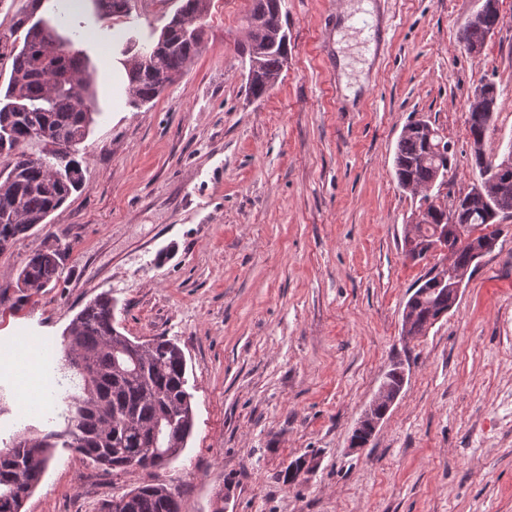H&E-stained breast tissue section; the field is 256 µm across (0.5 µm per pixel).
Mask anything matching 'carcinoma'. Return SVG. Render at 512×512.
<instances>
[{
	"label": "carcinoma",
	"instance_id": "1",
	"mask_svg": "<svg viewBox=\"0 0 512 512\" xmlns=\"http://www.w3.org/2000/svg\"><path fill=\"white\" fill-rule=\"evenodd\" d=\"M208 0H183L159 39L169 43L163 51L141 49L133 52L125 67L130 104L143 106L161 93L160 77H179L199 53L202 20ZM501 23L497 10L477 11L460 28L458 41L467 49L482 44ZM21 19L10 30L23 28ZM26 28V27H24ZM62 23L50 20L49 30L36 25L26 28L23 41L10 43L0 36V59L11 60L7 85L0 88V154L17 156L14 166L0 171V251L12 246L60 208L67 198L82 189L79 163L69 151H55L46 164L25 167L29 159L21 147L33 140L28 130L47 129V136L74 148L83 143L93 124L92 74L85 58L70 53L71 39L60 32ZM288 51V35L281 22L267 19L261 30L249 34L243 54L254 67L247 92L255 99L266 95L275 84ZM466 123L474 141H484L494 113L479 100L467 101ZM406 124L398 140L394 166L401 188L421 192L432 211V222L414 225L415 245L405 250L411 260L425 257L435 230L444 218V206L424 194L440 182L451 166L448 142L436 134L431 140ZM472 170L477 175L470 191L453 200L457 223L471 228L488 227L499 216L512 214V194L491 195L497 177V159L484 147L470 150ZM488 202H474L480 192ZM448 275L472 276L477 263L472 243L461 239L448 245ZM66 250L48 246L30 254L17 277L19 299L24 300L51 286L60 277ZM433 279L422 277L406 305L415 323L433 322L436 316L455 306L452 290L437 289ZM65 358L58 366L78 395L64 398L60 428L26 437L17 436L0 448V512H22L24 500L40 483L56 449L66 448L95 466L125 471L161 468L166 459H177L193 429L192 395L186 385V360L181 348L169 339L157 337L145 342L146 349L136 364L120 365L133 339L114 325L112 298L107 293L87 303L64 332ZM101 512H181L179 496L164 484L138 486L102 505Z\"/></svg>",
	"mask_w": 512,
	"mask_h": 512
}]
</instances>
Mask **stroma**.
Here are the masks:
<instances>
[{
  "instance_id": "35a3bbf8",
  "label": "stroma",
  "mask_w": 512,
  "mask_h": 512,
  "mask_svg": "<svg viewBox=\"0 0 512 512\" xmlns=\"http://www.w3.org/2000/svg\"><path fill=\"white\" fill-rule=\"evenodd\" d=\"M358 2L281 0L288 62L256 100L242 54L252 0H210L198 55L139 109L123 50L155 42L181 0L67 11L96 113L74 153L83 190L0 251V438L53 429L63 332L103 292L126 335L181 347L194 428L160 469L112 472L57 449L23 512H100L149 483L182 512H512V216L451 311L403 341L409 291L444 256H405L420 199L394 169L422 117L451 145L449 190H470L467 97L483 79L498 92L485 151L512 144V0L478 55L458 31L480 0ZM376 23L385 43L371 53ZM340 51L361 83L341 109ZM52 244L69 249L56 286L19 300L25 258ZM396 362L400 397L350 448ZM300 457L313 470L284 482Z\"/></svg>"
}]
</instances>
